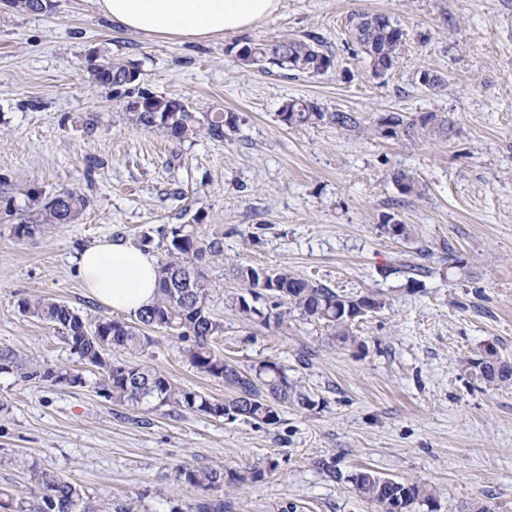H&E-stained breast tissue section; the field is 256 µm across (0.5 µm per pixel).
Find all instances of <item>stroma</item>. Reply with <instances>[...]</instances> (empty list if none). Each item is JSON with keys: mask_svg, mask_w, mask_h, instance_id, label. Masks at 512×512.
Listing matches in <instances>:
<instances>
[{"mask_svg": "<svg viewBox=\"0 0 512 512\" xmlns=\"http://www.w3.org/2000/svg\"><path fill=\"white\" fill-rule=\"evenodd\" d=\"M18 13L0 0V193L16 214L62 188L90 200L74 224L17 237L0 221V348L60 366L80 386L0 374V486L26 494L32 472L77 484L99 512H193L199 497L176 466L237 470L271 458L275 471L220 492L224 512H371L350 476L362 467L428 484L437 512H512V383L475 379L487 353L512 364V0H281L247 34L190 42L116 28L94 0H51ZM357 10L383 13L407 34L399 66L371 73L351 37ZM319 36L335 57L311 75L244 66L243 38ZM133 62L138 80L91 83L88 55ZM441 75L433 92L421 68ZM154 93L197 113H238L221 141L175 144L136 124L129 100ZM354 112L358 133L332 125L292 128L290 99ZM434 110L448 136L383 138L381 117ZM97 115L86 134L83 122ZM410 171L422 196L402 197L391 175ZM224 233L209 265L211 307L224 323L213 350L240 370L284 365L314 405L281 406L280 422L215 419L165 406L119 405L95 391L53 326L22 315L19 300L44 295L78 310L131 321L89 295L78 253L102 238L190 223ZM395 219L409 228L392 236ZM240 265L285 268L385 308L357 323L360 347H344L322 323L292 315L287 327L245 320L229 299L244 293ZM136 362L222 399L165 330Z\"/></svg>", "mask_w": 512, "mask_h": 512, "instance_id": "35a3bbf8", "label": "stroma"}]
</instances>
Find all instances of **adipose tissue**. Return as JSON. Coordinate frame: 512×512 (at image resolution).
<instances>
[{"instance_id": "1", "label": "adipose tissue", "mask_w": 512, "mask_h": 512, "mask_svg": "<svg viewBox=\"0 0 512 512\" xmlns=\"http://www.w3.org/2000/svg\"><path fill=\"white\" fill-rule=\"evenodd\" d=\"M121 29L184 41H205L251 29L273 16L280 0H96ZM78 271L103 305L132 314L157 299V260L130 240H102L78 257Z\"/></svg>"}]
</instances>
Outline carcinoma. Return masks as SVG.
I'll return each mask as SVG.
<instances>
[{
	"label": "carcinoma",
	"mask_w": 512,
	"mask_h": 512,
	"mask_svg": "<svg viewBox=\"0 0 512 512\" xmlns=\"http://www.w3.org/2000/svg\"><path fill=\"white\" fill-rule=\"evenodd\" d=\"M17 12L41 13L49 7V0H9ZM369 15L355 13L349 16L350 32L358 34L360 44L369 59L373 74L380 76V68L388 71L397 67L406 42V32L388 15L377 13L378 23L369 24ZM237 58L247 67L266 70V65H277L302 73L324 74L334 67V57L324 50L322 40L314 35L304 39H286L254 42L243 39ZM94 84L102 87H120L127 81H137L139 70L129 61L97 56L87 61ZM419 81L433 91L445 87V80L435 71L422 69ZM136 123L160 131L167 139L193 142L199 138L224 140L234 131L238 116L233 112H192L180 100L162 95H140L127 105ZM281 121L290 127L332 124L343 132H358L361 118L352 112H326L317 104L303 99L288 100L280 112ZM394 127L390 137L445 133L450 124L441 112H421L410 121L391 114L377 122L378 131L384 126ZM400 194L419 196L423 184L408 171L398 170L392 175ZM90 205L83 193L62 188L45 197L14 225L17 237H28L51 224H73ZM203 217L196 215L192 224H165L156 229L157 235L145 231L140 236L144 247L156 245L162 251L158 260L157 300L153 306L135 314L129 323L105 315H91L76 310L50 297L31 296L18 302L22 314L55 327L78 360L98 369L96 393L116 404L151 409L169 406L196 412L214 418L239 417L260 427L280 422L279 407L292 403L308 408L314 401L288 379L286 369L273 361L261 363L253 371H241L215 353L211 342L224 333V323L215 317L209 307L208 293L200 282L203 269L224 254V233L203 231ZM237 278L254 299L263 298L274 307H287L275 315L280 326L288 313L322 322L332 331V338L344 347H358L353 326L358 322L357 305L366 301L379 310L387 299L379 292L359 297L341 294L336 289L317 281L303 278L282 268L267 271L252 266H239ZM147 328H161L172 333L183 343L182 351L190 365L200 374L221 379L232 394L223 399H212L200 392L180 387L164 374L137 362H113L107 354L114 348L131 355L151 345ZM480 379L494 383L512 379V365L494 358L472 364ZM17 372L26 382H45L51 385H82L85 378L65 368L30 363L19 359L12 349H0V373ZM276 469L273 460L265 464H248L239 471L226 473L221 468H197L186 464L176 468V480L194 487L200 494L196 512H222L224 503L213 498V493L224 486L255 483L265 473ZM355 492L367 500L375 512H411L414 505L432 506L435 501L430 488L419 482H400L362 468L351 475ZM0 512H89L83 505L78 485L52 471H36L31 476V487L25 496L18 497L8 489L0 488Z\"/></svg>",
	"instance_id": "obj_1"
}]
</instances>
